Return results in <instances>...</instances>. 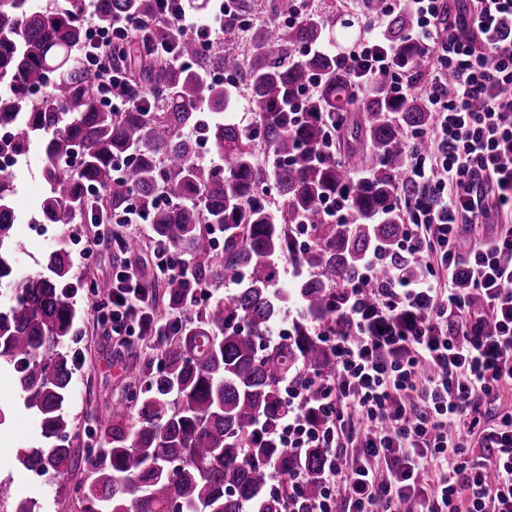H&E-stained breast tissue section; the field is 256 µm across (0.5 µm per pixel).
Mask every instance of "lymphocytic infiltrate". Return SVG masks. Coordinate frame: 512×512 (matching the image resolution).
<instances>
[{
  "instance_id": "1",
  "label": "lymphocytic infiltrate",
  "mask_w": 512,
  "mask_h": 512,
  "mask_svg": "<svg viewBox=\"0 0 512 512\" xmlns=\"http://www.w3.org/2000/svg\"><path fill=\"white\" fill-rule=\"evenodd\" d=\"M159 5L175 38L204 50L234 23L227 7L201 24L179 0ZM398 8L431 62L418 86L379 43ZM350 64L357 94L390 77L400 94L419 90L433 120L406 138L397 253L373 252L346 283L317 329L335 375L278 431L288 450L328 451L318 498L294 495L290 512H512V414L489 423L481 411L512 391V0H470L453 17L444 0H386ZM476 223L495 230L463 242ZM105 241L122 253L96 306L113 335L180 326L178 315L156 321L126 239L102 224L93 243ZM441 463L447 473L425 490L420 473Z\"/></svg>"
}]
</instances>
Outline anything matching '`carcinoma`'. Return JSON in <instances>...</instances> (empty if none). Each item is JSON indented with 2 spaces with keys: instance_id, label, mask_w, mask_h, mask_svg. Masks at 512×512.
I'll return each instance as SVG.
<instances>
[{
  "instance_id": "carcinoma-1",
  "label": "carcinoma",
  "mask_w": 512,
  "mask_h": 512,
  "mask_svg": "<svg viewBox=\"0 0 512 512\" xmlns=\"http://www.w3.org/2000/svg\"><path fill=\"white\" fill-rule=\"evenodd\" d=\"M0 0V119L22 118L19 134L0 153L42 154L44 223L65 228L90 213L94 220L136 201L155 239L180 253L190 275L164 279L161 304L187 305L200 288L209 303L173 336H161L160 374L146 381L131 423V407L112 406L101 447L86 459L88 479L78 490V512H288L291 482L309 499L321 490L324 448L291 452L276 429L297 410L288 389L314 398L335 371L330 348L315 327L330 317L342 288L372 250L391 253L401 237L393 211L404 166L405 135L424 130L432 115L420 98L395 94L391 81L374 84L354 104L348 60L355 46L336 40V18L301 13L283 28L255 37L247 107L262 118L272 168L256 164L252 137L224 119L229 104L216 71L240 69L238 56L204 52L193 38L174 40L154 0H91L95 24L123 25L112 64L137 105L114 112L97 92L99 74L81 49L86 43L85 0ZM407 18L384 31L397 59L417 70L424 60L408 37ZM174 43L171 53L147 44ZM316 50L298 59V46ZM316 93L294 103L312 80ZM48 88L34 98L31 90ZM353 142L348 157H322L329 121ZM199 128L224 160H199L184 136ZM273 180L282 200L272 211L258 199ZM94 187L104 195L94 203ZM166 190L170 202L158 196ZM17 184L0 174V361L9 365L36 423V437L16 449L20 467L53 486L77 464L69 434L73 384L67 343L77 311L68 288L67 243L43 256L40 269L16 273L12 205ZM345 200L336 223L324 203ZM308 227L314 244L302 249L295 231ZM222 234L216 249L213 229ZM313 272L289 289L278 287V259ZM299 304L288 333L272 343V326ZM0 503L33 512L0 482Z\"/></svg>"
}]
</instances>
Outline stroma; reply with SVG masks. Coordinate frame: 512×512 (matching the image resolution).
Masks as SVG:
<instances>
[{
	"label": "stroma",
	"mask_w": 512,
	"mask_h": 512,
	"mask_svg": "<svg viewBox=\"0 0 512 512\" xmlns=\"http://www.w3.org/2000/svg\"><path fill=\"white\" fill-rule=\"evenodd\" d=\"M271 10V0H245L238 8V22L224 35L218 36L215 47L231 49L244 60H251L252 31L264 24ZM18 190L13 204L17 211L36 208L44 192L42 160L38 153H31L19 161L16 168ZM76 239L71 253L75 271L82 283L75 296L79 316L73 327L69 353L74 368V382L70 399L73 427L70 444L76 450L86 448V426L94 417L104 415L113 404L133 399L139 391L138 383L130 377L133 368L156 367L158 353L152 339L133 336L121 340L106 335L93 308L91 287L106 289L112 285L116 269L117 251L103 247L95 258L84 259L85 246L90 238V227L74 224L69 228ZM21 395L8 367L0 368V408L8 410L5 425H0V479H10L21 488L23 495L34 497L37 512H76L73 490L83 483L86 469L69 472L60 484L47 486L41 478L22 469L14 459L16 448L28 445L34 434L32 416L20 407Z\"/></svg>",
	"instance_id": "35a3bbf8"
}]
</instances>
